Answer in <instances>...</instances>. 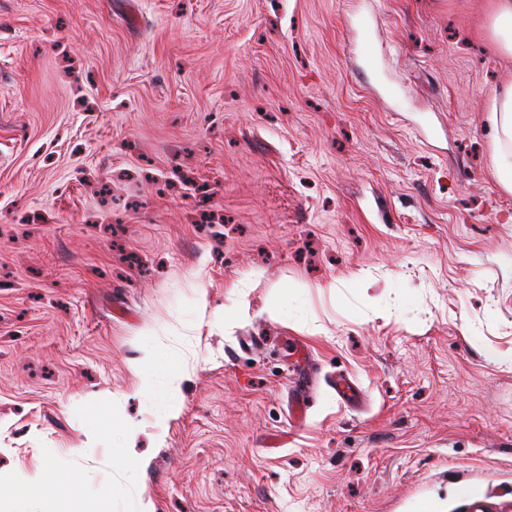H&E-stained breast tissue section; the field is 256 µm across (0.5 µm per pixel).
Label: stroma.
Listing matches in <instances>:
<instances>
[{
	"label": "stroma",
	"instance_id": "obj_1",
	"mask_svg": "<svg viewBox=\"0 0 512 512\" xmlns=\"http://www.w3.org/2000/svg\"><path fill=\"white\" fill-rule=\"evenodd\" d=\"M487 2L0 0V512H512ZM182 373L175 367L163 368L164 380L158 386L151 387L152 392L157 395L158 414L163 421H168L180 413L178 395ZM55 473L42 465H36L28 476V481L23 490L16 496L17 507L11 512H57L48 503L36 499L38 486L47 480L54 479Z\"/></svg>",
	"mask_w": 512,
	"mask_h": 512
}]
</instances>
